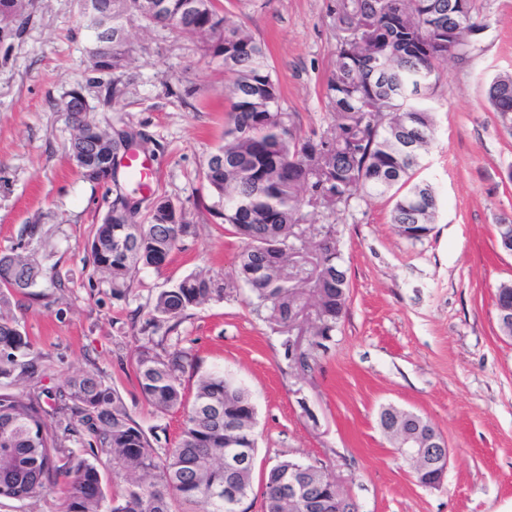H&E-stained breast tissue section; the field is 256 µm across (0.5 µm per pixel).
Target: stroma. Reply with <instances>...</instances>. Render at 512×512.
Listing matches in <instances>:
<instances>
[{"mask_svg":"<svg viewBox=\"0 0 512 512\" xmlns=\"http://www.w3.org/2000/svg\"><path fill=\"white\" fill-rule=\"evenodd\" d=\"M232 21L265 43L283 107L306 134L331 122L325 99L339 32L336 0H221ZM23 34L0 44V254L35 260L41 297L12 313L42 354V387L92 370L115 387L131 418L161 447L178 439L182 416L156 412L134 373L139 346L192 350L257 408L256 468L245 502L262 512V479L283 459L326 466L360 512H512V339L498 328L494 295L512 282V256L496 226L512 222V132L484 96L486 81L512 72V0H475L485 24L469 58L439 62L429 106L436 134L415 171L438 199L430 236L410 242L389 222L387 199L308 209L294 273L305 278L325 230L339 240L349 279L344 318L308 367L290 361L288 333L245 302L234 278L241 240L206 211L202 168L222 144L231 74L208 63L196 38L124 24L131 64L88 66L81 0H33ZM83 84L96 121L113 112L149 139L157 188L195 225L165 268L138 272L116 293L89 263L95 225L114 188L84 182L67 152L61 106ZM116 85L111 106L97 94ZM36 225L35 235L25 228ZM217 278L223 298L189 310L176 325L153 324L159 291L190 274ZM429 420L449 449L435 489L420 486L381 433V406Z\"/></svg>","mask_w":512,"mask_h":512,"instance_id":"35a3bbf8","label":"stroma"}]
</instances>
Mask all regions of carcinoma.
I'll return each instance as SVG.
<instances>
[{"instance_id": "obj_1", "label": "carcinoma", "mask_w": 512, "mask_h": 512, "mask_svg": "<svg viewBox=\"0 0 512 512\" xmlns=\"http://www.w3.org/2000/svg\"><path fill=\"white\" fill-rule=\"evenodd\" d=\"M163 13L148 15L141 0H123L121 13L170 32L199 36L209 62L234 75L224 143L205 159L202 178L210 192L207 210L244 242L235 269L250 304L286 326L306 297L314 300L315 336L331 338L345 314L349 282L340 263L338 240L324 241L309 289L288 279V250L304 221L305 206H348L358 193L393 202L390 223L399 236L421 242L433 231L437 202L432 188L413 181L435 132L427 100L437 84L435 61L464 59L472 38L484 29L474 0H336L339 37L335 70L327 82L333 119L327 133L306 135L283 110L282 94L265 46L231 22L219 0H164ZM112 58L88 59L101 72L119 71L131 60V43L121 17L112 16ZM485 98L504 128L512 130V72L495 75ZM109 209H125L118 222L104 214L90 245L93 271L108 275L115 292L130 288L139 267L159 270L183 238L194 233L184 210L166 196H150L137 181L112 180ZM151 201L144 221L141 204ZM275 266L273 276L254 273ZM36 265L0 254V380L17 382L44 374L29 336L8 314L12 299L35 298ZM224 296L217 280L189 275L160 291L151 319L177 320L213 297ZM134 366L140 391L157 411L180 410L183 422L171 448H157L130 417L116 389L89 370L41 393L0 392V499L38 502L67 478L62 512H247L254 467L234 476L224 472V448L234 440L255 454L257 411L250 394L220 372L201 375L192 397L182 377L199 369L184 348L157 351L142 345ZM71 416L48 422L41 398ZM80 436L83 452L69 447ZM284 459L264 477L263 512H288V466ZM309 493L324 501L321 512H337L327 474L312 466ZM236 486V504L224 499V484ZM120 490L107 495L105 485Z\"/></svg>"}]
</instances>
